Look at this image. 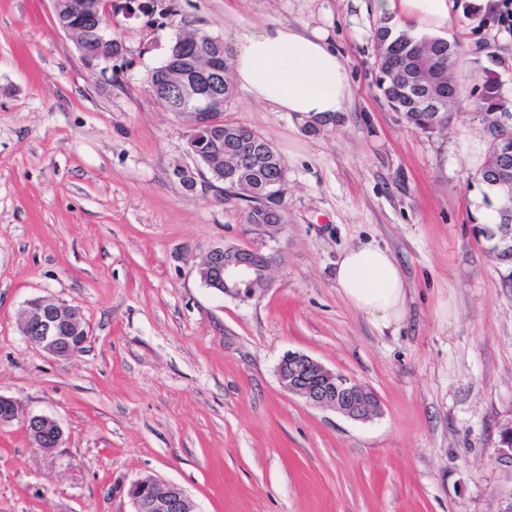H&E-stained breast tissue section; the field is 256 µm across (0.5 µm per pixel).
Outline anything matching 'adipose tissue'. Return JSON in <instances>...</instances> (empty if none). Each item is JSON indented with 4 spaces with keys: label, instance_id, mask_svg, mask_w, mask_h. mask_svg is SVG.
<instances>
[{
    "label": "adipose tissue",
    "instance_id": "ef3b65f1",
    "mask_svg": "<svg viewBox=\"0 0 512 512\" xmlns=\"http://www.w3.org/2000/svg\"><path fill=\"white\" fill-rule=\"evenodd\" d=\"M376 15L398 27L438 32L452 20L453 0H373ZM235 85L251 100L299 119L341 115L354 91L348 68L325 33L282 21L251 24L239 31L231 51ZM336 284L356 309L381 323L399 321L405 284L391 255L371 244L345 251Z\"/></svg>",
    "mask_w": 512,
    "mask_h": 512
}]
</instances>
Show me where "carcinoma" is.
<instances>
[{
	"mask_svg": "<svg viewBox=\"0 0 512 512\" xmlns=\"http://www.w3.org/2000/svg\"><path fill=\"white\" fill-rule=\"evenodd\" d=\"M374 37L377 48L383 53L378 66L386 78L378 81V89L386 104L395 112L403 113L408 124L423 134L434 135L442 129L430 127L434 113L422 111L415 99L416 76L420 70L430 71L432 83L439 94L453 95L459 103L471 96L455 81V70L461 60V44L442 37H415L407 30H398L383 24L376 28ZM492 69H484L481 84L485 90L482 101H473L482 112L500 92V83L491 78ZM251 140L252 153L258 157L255 165L247 167L237 182L224 180V174L204 169L205 185L217 190L224 198H234L249 203L247 222L250 224H284L285 213L282 197L272 191V183L281 178L285 170L282 157L273 145L255 130L229 122L218 121L216 127L204 131L200 139L202 149L214 148L231 157L238 143Z\"/></svg>",
	"mask_w": 512,
	"mask_h": 512,
	"instance_id": "obj_1",
	"label": "carcinoma"
}]
</instances>
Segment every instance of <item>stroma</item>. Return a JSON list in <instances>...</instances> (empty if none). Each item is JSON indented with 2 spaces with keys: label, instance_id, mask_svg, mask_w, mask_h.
<instances>
[{
  "label": "stroma",
  "instance_id": "1",
  "mask_svg": "<svg viewBox=\"0 0 512 512\" xmlns=\"http://www.w3.org/2000/svg\"><path fill=\"white\" fill-rule=\"evenodd\" d=\"M456 2L446 36L465 46L461 78L477 83L498 55L512 96V33ZM175 3L227 44L261 21L324 29L353 101L315 135L242 92L225 104L288 179L283 262L243 302L205 286L199 265L212 247L270 241L247 202L186 187L187 131L144 85L176 27L115 12L126 63L90 69L51 0H0V395L64 428L51 455L20 424L0 428V512H130L124 490L144 474L182 486L195 512H501L512 288L472 230L492 212L468 182L485 160L482 114L462 104L427 136L383 104L371 0ZM369 242L405 277L404 317L387 326L336 286L342 253ZM42 296L89 324L77 356L21 335ZM289 351L371 387L382 415L356 422L288 393Z\"/></svg>",
  "mask_w": 512,
  "mask_h": 512
}]
</instances>
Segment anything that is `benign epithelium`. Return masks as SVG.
<instances>
[{
    "label": "benign epithelium",
    "instance_id": "benign-epithelium-1",
    "mask_svg": "<svg viewBox=\"0 0 512 512\" xmlns=\"http://www.w3.org/2000/svg\"><path fill=\"white\" fill-rule=\"evenodd\" d=\"M54 14H69L71 23L61 26L76 40L84 62L89 66L105 65L123 59L112 54V40L98 22V0H52ZM165 82L154 94L167 111L176 114L188 131L190 153L215 167L222 162V153L203 155L197 151L196 140L205 129L203 117L224 115V60L210 50L202 49L185 58L181 64L163 68ZM494 124L488 130L489 149L483 163L487 174L498 176V184L512 186V161L501 150L500 131L512 126V113L501 107L493 113ZM500 225L494 247L502 259L512 261V191L505 192L499 210ZM282 263L278 249L216 246L204 257L201 267L209 273L211 288L240 300L251 299L267 290L270 274ZM253 285L249 292L238 288L239 283ZM19 330L27 342L46 354L68 359L80 353L88 342L90 327L79 311L51 297L29 301L19 318ZM280 383L288 392L319 408L336 411L354 421H369L381 412L379 398L365 384L325 367L311 356L289 351L281 358L278 368ZM21 420L24 433L36 447L52 452L64 441L61 424L46 415L20 417L16 400L0 395V427ZM497 460L512 466V418L500 426ZM132 512H194L187 491L180 485L155 475L134 479L128 488Z\"/></svg>",
    "mask_w": 512,
    "mask_h": 512
}]
</instances>
